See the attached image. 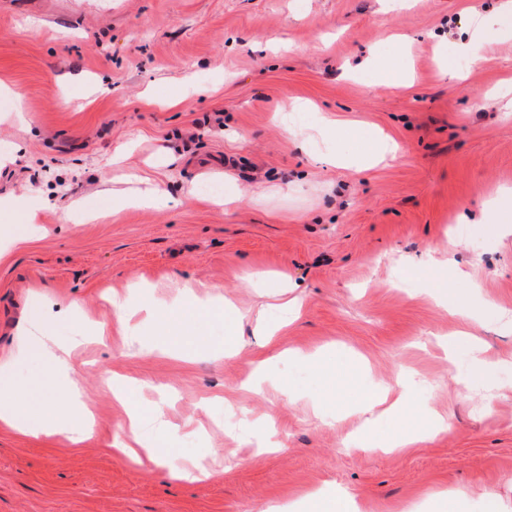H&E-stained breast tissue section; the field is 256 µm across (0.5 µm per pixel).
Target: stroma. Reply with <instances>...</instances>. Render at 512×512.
<instances>
[{"label":"stroma","mask_w":512,"mask_h":512,"mask_svg":"<svg viewBox=\"0 0 512 512\" xmlns=\"http://www.w3.org/2000/svg\"><path fill=\"white\" fill-rule=\"evenodd\" d=\"M501 0H0V213L37 227L0 252V359L18 356L34 310L59 315V346L95 431L75 444L0 422V512H301L340 487L362 512H428L431 494L495 496L512 512V234L485 202L512 190V38L479 64L455 51ZM410 59L394 85L365 61ZM154 97L147 105L146 97ZM177 99L176 107L163 100ZM310 112L291 111L295 100ZM327 140L303 143L292 127ZM395 157L356 163L376 133ZM146 178L169 203L113 212L114 192ZM239 192L232 208L214 193ZM99 208L72 221L76 201ZM455 239L451 256L431 242ZM169 302L198 289L193 346L107 301L132 283ZM302 301L283 319L282 305ZM476 308L478 321L466 316ZM105 327L98 337L97 327ZM474 336L496 388L463 390L474 355L439 342ZM329 353L327 367L292 353ZM369 366L356 375L353 361ZM267 379L248 389L257 364ZM121 376L145 408L162 403L176 460L207 472L171 479L113 444L127 420ZM405 384L448 433L391 452L349 451L355 404ZM275 433L280 450L258 448Z\"/></svg>","instance_id":"obj_1"}]
</instances>
